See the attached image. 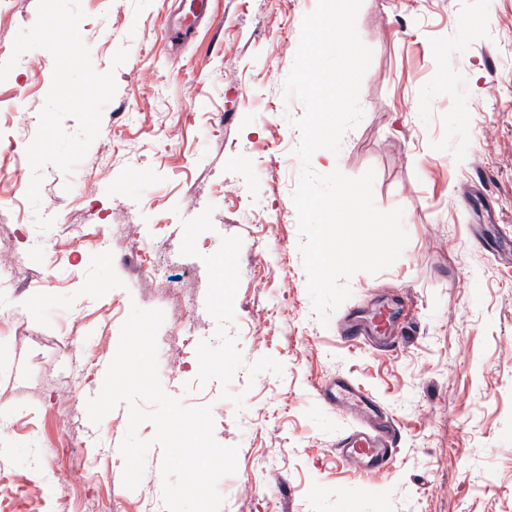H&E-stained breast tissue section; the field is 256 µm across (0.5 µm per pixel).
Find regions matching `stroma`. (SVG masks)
<instances>
[{"label":"stroma","instance_id":"stroma-1","mask_svg":"<svg viewBox=\"0 0 512 512\" xmlns=\"http://www.w3.org/2000/svg\"><path fill=\"white\" fill-rule=\"evenodd\" d=\"M79 3L92 66L114 72L116 93L78 165L37 172L40 208L56 216L45 232L26 151L53 57L27 51L29 66L0 82V512H145L147 494L162 495L157 445L150 486L123 485L127 405L96 424L87 414L135 305L164 313V391L210 408L215 440L238 449L220 512H512V252L489 248L512 239V0H363V117L310 166L374 170V203L403 208L409 242L390 268L356 273L324 322L293 202L304 106L284 88L316 0H212L216 23L184 43L164 33L190 0ZM37 7L0 0V42ZM134 238L142 276L98 249ZM382 305L408 311L417 334L395 352L342 341L347 314ZM339 374L393 414L394 466L337 465L354 419L317 389ZM85 459L98 474H49Z\"/></svg>","mask_w":512,"mask_h":512}]
</instances>
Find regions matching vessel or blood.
<instances>
[{"mask_svg": "<svg viewBox=\"0 0 512 512\" xmlns=\"http://www.w3.org/2000/svg\"><path fill=\"white\" fill-rule=\"evenodd\" d=\"M396 314L390 309L375 310L364 322L350 321L346 338L363 344L374 340L384 351L394 352L403 343L404 335L412 334V326H405L403 336L394 333ZM319 398L331 406L352 411L359 422L336 439L337 464H349L361 470H373L392 465L396 460L398 429L393 416L381 401L351 377L339 375L320 385Z\"/></svg>", "mask_w": 512, "mask_h": 512, "instance_id": "vessel-or-blood-1", "label": "vessel or blood"}]
</instances>
